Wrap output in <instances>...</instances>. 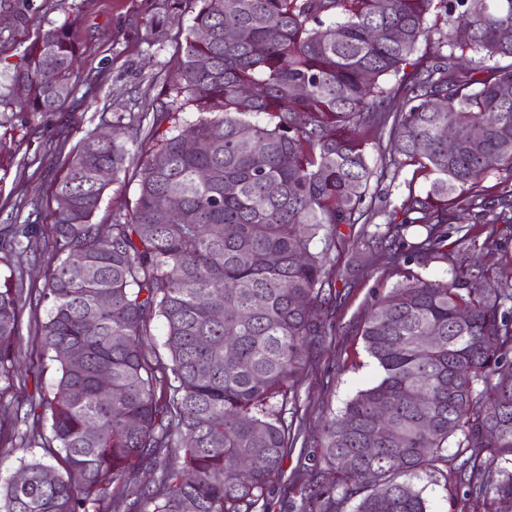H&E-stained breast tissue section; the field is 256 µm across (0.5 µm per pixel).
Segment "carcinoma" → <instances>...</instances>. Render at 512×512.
I'll return each mask as SVG.
<instances>
[{"instance_id":"1","label":"carcinoma","mask_w":512,"mask_h":512,"mask_svg":"<svg viewBox=\"0 0 512 512\" xmlns=\"http://www.w3.org/2000/svg\"><path fill=\"white\" fill-rule=\"evenodd\" d=\"M148 2L158 42L180 24L186 0ZM194 2L170 101L144 103L148 134L134 127L130 140L106 143L90 134L67 159L56 262L41 292L49 304L42 354L57 378L8 427L9 439L46 448L51 460H25L24 483H0V512H266L288 450L302 346L325 334V289L336 285L329 250L339 226L372 212L373 178L399 164L429 181L423 192L408 184L402 218L388 224L395 259L413 224L425 225L426 237L412 252L439 253L448 206L488 173L512 174V93L504 95L512 40L502 38L512 0ZM433 9L448 30L416 57ZM79 22L67 19L24 49L11 80L26 95L8 105L38 113L67 102ZM443 45L488 61L482 76L443 55ZM45 63L58 72L53 85L39 76ZM391 76L396 83L384 86ZM187 106L200 116L183 130ZM131 159L138 195L105 243L93 223L108 186L97 171L116 175ZM172 198L178 207L157 223ZM33 237L30 225L13 226L0 261H19ZM509 300L512 287L458 266L446 281L413 277L371 310L361 336L380 378L326 420L322 463L335 478L310 485L299 512H342L352 500L353 512H427L414 479L441 463L466 496L512 500ZM25 303L23 289L0 290L1 411L20 367ZM156 319L165 362L151 341ZM103 376L112 381L107 400L98 394ZM380 407L388 432L375 442ZM242 457L253 463L245 474ZM144 466L158 472L151 487L140 484Z\"/></svg>"}]
</instances>
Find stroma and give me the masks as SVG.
Instances as JSON below:
<instances>
[{
  "label": "stroma",
  "instance_id": "obj_1",
  "mask_svg": "<svg viewBox=\"0 0 512 512\" xmlns=\"http://www.w3.org/2000/svg\"><path fill=\"white\" fill-rule=\"evenodd\" d=\"M147 0H6L0 6V71L18 62L23 49L51 26L77 16L84 41L72 82L70 102L56 112H18L0 107V232L12 224L33 225L36 237L23 273L11 275L0 262V289H30L21 316V351L25 362H40L43 389L57 376L53 362L42 360L39 327L48 304L38 298L54 256L56 188L65 161L91 131L111 124L114 114L138 113L144 99L164 100L165 86L180 54L183 37L171 32L165 41H149ZM428 187L412 167L372 183L376 210L366 223L341 227L330 252L336 271V297L329 303L331 334L304 350L305 369L297 390V413L281 472L268 493L269 512H294L308 481L321 467L322 428L359 390L374 384L380 370L365 350L361 329L373 307L393 289L417 276L445 280L459 261L489 268L499 282L512 284V178L491 172L477 187L492 207L448 210L447 258L408 256L381 259L376 242L389 220L388 209L400 206L408 185ZM135 167L110 182L94 221L111 223L134 202ZM428 512H487L483 501L464 497L446 472L420 475Z\"/></svg>",
  "mask_w": 512,
  "mask_h": 512
}]
</instances>
